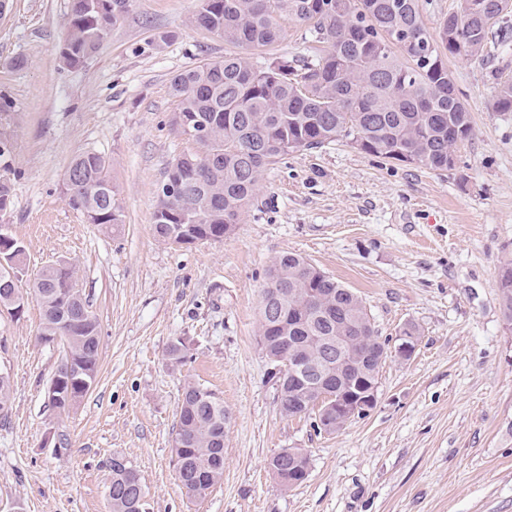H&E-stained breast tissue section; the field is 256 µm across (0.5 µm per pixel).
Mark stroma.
I'll use <instances>...</instances> for the list:
<instances>
[{
	"label": "stroma",
	"mask_w": 512,
	"mask_h": 512,
	"mask_svg": "<svg viewBox=\"0 0 512 512\" xmlns=\"http://www.w3.org/2000/svg\"><path fill=\"white\" fill-rule=\"evenodd\" d=\"M69 0H11L0 18V133L15 147L6 216L26 247L21 278L76 265L101 326L98 374L68 414L48 402L62 344L44 345L41 311H0V364L13 404L0 419V512H110L108 462L138 471L152 512H512V328L502 319L499 266L512 258V112L492 108L512 48L449 58L472 119L456 166L388 161L339 140L293 152L265 172L240 224L219 242L177 247L153 231L168 162L189 142L170 117L169 80L232 53L191 22L198 0H137L99 52L65 68ZM174 39L155 48L160 33ZM24 58L23 68H10ZM112 162L125 214L119 230L70 208V158ZM300 254L360 295L381 339L416 324L407 361L388 358L377 401L334 434L287 418L278 369L258 336L266 271ZM183 337L179 365L165 351ZM214 392L228 414L224 478L202 498L173 462L185 383ZM299 448L310 462L282 489L269 462Z\"/></svg>",
	"instance_id": "1"
}]
</instances>
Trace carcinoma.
I'll list each match as a JSON object with an SVG mask.
<instances>
[{
	"instance_id": "obj_1",
	"label": "carcinoma",
	"mask_w": 512,
	"mask_h": 512,
	"mask_svg": "<svg viewBox=\"0 0 512 512\" xmlns=\"http://www.w3.org/2000/svg\"><path fill=\"white\" fill-rule=\"evenodd\" d=\"M136 0H71L69 31L57 48L67 68L84 66L101 42L131 12ZM512 0H459L437 35L422 17L421 0H199L194 25L234 46L269 48L282 36L280 21L307 26L312 46L288 58L275 55L257 65L240 54H226L172 75L169 90L177 102L170 119L179 136L203 126L195 143L165 172L153 214L154 232L168 241L171 227L191 226L189 243L220 241L228 236L255 199L264 172L282 157L321 149L346 139L367 154L408 162L436 171L454 169L448 155L472 133L470 112L456 93L445 58H484L502 30ZM497 112H512V78L497 83L492 100ZM14 145L0 133V169L15 170ZM70 207L90 224L117 227L125 215L112 165L100 153L81 150L70 159L63 180ZM20 265H0V306L11 297L31 298L41 310L38 340L63 342L65 354L56 371L94 383L100 357V325L77 284L75 266L58 261L42 269L26 289L8 284ZM281 289L276 315L259 324L258 333L277 336L285 324L298 337L302 353L322 354L311 336H358L367 356L368 381L379 383L389 357L362 299L301 256L278 257L268 273ZM499 301L512 327V259L502 262ZM84 310L88 323L73 326L67 311ZM335 387L360 396L368 387L336 374V360L323 366ZM287 417L315 413L319 387L283 377L278 394ZM12 407L7 369L0 368V416ZM224 401L193 383L183 386L174 444L186 449L175 460L182 486L194 496L212 489L224 476ZM270 469L285 488L306 479L309 458L296 469ZM112 512H137L136 496H147L138 472L110 459Z\"/></svg>"
}]
</instances>
